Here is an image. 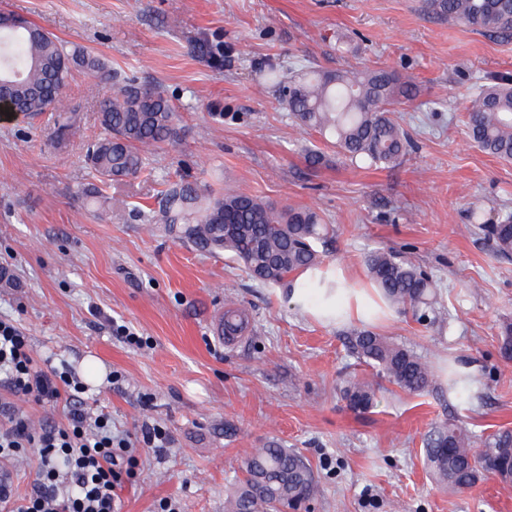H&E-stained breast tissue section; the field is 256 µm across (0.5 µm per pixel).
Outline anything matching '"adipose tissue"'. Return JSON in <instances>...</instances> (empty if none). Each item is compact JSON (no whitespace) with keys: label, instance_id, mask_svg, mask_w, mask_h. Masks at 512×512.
I'll use <instances>...</instances> for the list:
<instances>
[{"label":"adipose tissue","instance_id":"ef3b65f1","mask_svg":"<svg viewBox=\"0 0 512 512\" xmlns=\"http://www.w3.org/2000/svg\"><path fill=\"white\" fill-rule=\"evenodd\" d=\"M288 303L325 324L368 322L375 306L372 289L353 285L333 262L297 275L288 290Z\"/></svg>","mask_w":512,"mask_h":512}]
</instances>
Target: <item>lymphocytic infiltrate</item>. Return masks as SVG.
I'll use <instances>...</instances> for the list:
<instances>
[{
    "label": "lymphocytic infiltrate",
    "mask_w": 512,
    "mask_h": 512,
    "mask_svg": "<svg viewBox=\"0 0 512 512\" xmlns=\"http://www.w3.org/2000/svg\"><path fill=\"white\" fill-rule=\"evenodd\" d=\"M0 382L14 396L40 406L65 402L67 422L32 427L24 412L0 404V459L36 449L38 471L30 494L17 496L0 483V512H118L117 488L131 444L112 432L108 414L87 408L81 385L67 372L42 367L27 339L10 320L0 319Z\"/></svg>",
    "instance_id": "f902f5d3"
}]
</instances>
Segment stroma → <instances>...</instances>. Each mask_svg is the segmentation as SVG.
<instances>
[{
    "label": "stroma",
    "instance_id": "35a3bbf8",
    "mask_svg": "<svg viewBox=\"0 0 512 512\" xmlns=\"http://www.w3.org/2000/svg\"><path fill=\"white\" fill-rule=\"evenodd\" d=\"M69 49L161 91L178 109V140L144 173L103 187L132 212L112 222L84 196L98 178L88 148L103 134L97 104L111 85L73 71L64 90L84 122L67 147L56 115L0 114V318L27 336L38 360L82 378L90 407L117 433L158 425V453L138 445L119 491L120 512H224L246 458L268 442L299 449L318 487L306 512H512V488L487 476L445 490L429 475L423 440L453 419L477 435L512 429V360L501 326L512 321V259L473 226L512 213V162L473 147L466 106L482 85L512 76V40L431 18L420 0H0ZM219 49L207 63L199 44ZM383 67L411 78L398 105L413 146L389 168L345 162L295 125L264 70ZM318 145L319 166L304 159ZM179 180L232 188L274 205L313 208L336 237L325 259L366 280L373 249L407 253L430 273L444 327L394 313L377 332L442 371L448 357L473 376L471 404L449 403L443 379L422 394L386 386L371 412H352L339 389L365 368L347 348L350 325L326 326L293 309L284 288L254 281L221 252L197 249L147 222L159 191ZM244 304L255 331L233 346L213 336L216 313ZM139 336L128 342L121 327Z\"/></svg>",
    "mask_w": 512,
    "mask_h": 512
}]
</instances>
